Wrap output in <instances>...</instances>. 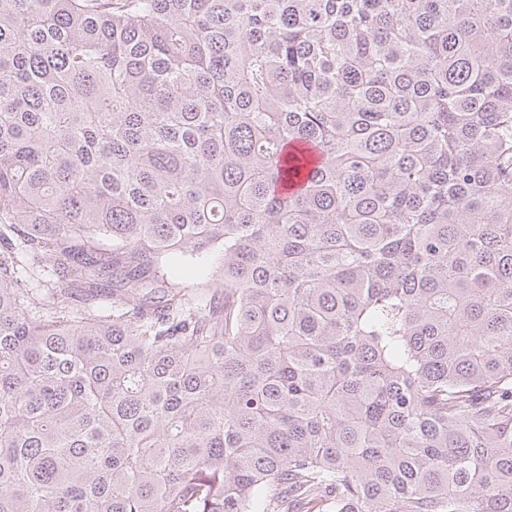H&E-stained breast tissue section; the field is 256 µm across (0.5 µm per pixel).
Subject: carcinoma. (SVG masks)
<instances>
[{"mask_svg": "<svg viewBox=\"0 0 512 512\" xmlns=\"http://www.w3.org/2000/svg\"><path fill=\"white\" fill-rule=\"evenodd\" d=\"M291 500L512 512V0H0V512ZM217 253L203 256L193 262H186L182 267H177L173 274L176 278L187 284L205 283L211 278V274L219 263Z\"/></svg>", "mask_w": 512, "mask_h": 512, "instance_id": "cac0c4a2", "label": "carcinoma"}]
</instances>
